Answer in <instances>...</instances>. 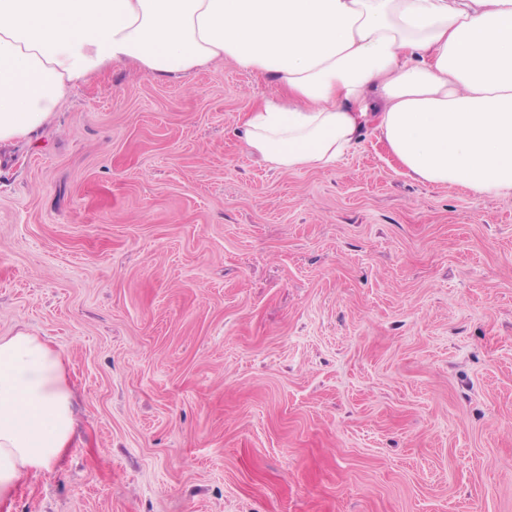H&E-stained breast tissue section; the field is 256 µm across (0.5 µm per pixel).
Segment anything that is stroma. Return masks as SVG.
Listing matches in <instances>:
<instances>
[{
    "instance_id": "1",
    "label": "stroma",
    "mask_w": 512,
    "mask_h": 512,
    "mask_svg": "<svg viewBox=\"0 0 512 512\" xmlns=\"http://www.w3.org/2000/svg\"><path fill=\"white\" fill-rule=\"evenodd\" d=\"M275 92L114 67L0 149V336L76 404L0 512H512V197L374 133L270 169L237 128Z\"/></svg>"
}]
</instances>
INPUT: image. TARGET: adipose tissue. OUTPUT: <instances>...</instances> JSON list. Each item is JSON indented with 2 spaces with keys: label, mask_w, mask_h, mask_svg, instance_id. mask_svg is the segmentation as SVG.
I'll list each match as a JSON object with an SVG mask.
<instances>
[{
  "label": "adipose tissue",
  "mask_w": 512,
  "mask_h": 512,
  "mask_svg": "<svg viewBox=\"0 0 512 512\" xmlns=\"http://www.w3.org/2000/svg\"><path fill=\"white\" fill-rule=\"evenodd\" d=\"M217 60L275 83L238 127L273 169L332 168L371 129L420 182L512 195V0H0V144L112 66ZM73 396L60 349L0 336V502L70 448Z\"/></svg>",
  "instance_id": "obj_1"
}]
</instances>
